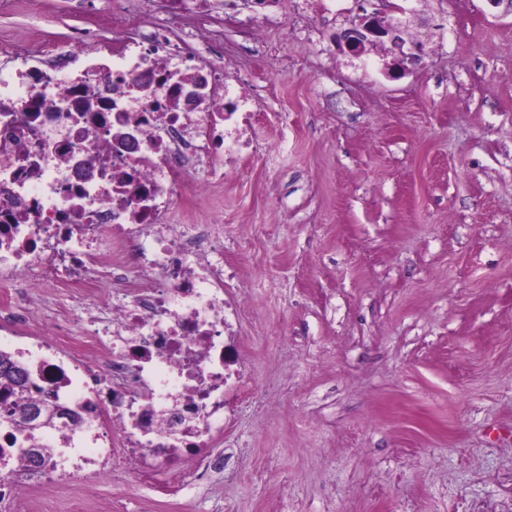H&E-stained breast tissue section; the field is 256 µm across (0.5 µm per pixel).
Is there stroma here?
I'll list each match as a JSON object with an SVG mask.
<instances>
[{"instance_id":"stroma-1","label":"stroma","mask_w":512,"mask_h":512,"mask_svg":"<svg viewBox=\"0 0 512 512\" xmlns=\"http://www.w3.org/2000/svg\"><path fill=\"white\" fill-rule=\"evenodd\" d=\"M293 0L226 27L230 83H258L252 148L182 224H211L245 307L248 388L224 445L235 476L163 496L121 473L97 512H512V5L414 0L421 63L340 51L374 12ZM77 0H14L0 40L110 36ZM39 321H80L112 297L44 288Z\"/></svg>"}]
</instances>
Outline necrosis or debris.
I'll return each instance as SVG.
<instances>
[{"label":"necrosis or debris","instance_id":"4bbe7bcc","mask_svg":"<svg viewBox=\"0 0 512 512\" xmlns=\"http://www.w3.org/2000/svg\"><path fill=\"white\" fill-rule=\"evenodd\" d=\"M248 3L154 0L128 24L115 0L105 40L0 42V280L112 293L103 327L42 328L31 296L0 318L29 372L27 403L80 417L56 420L50 438L20 418L0 424V512H20L36 484L87 490L121 470L165 493L224 465L225 407L246 388L225 343L242 306L224 297L214 226L173 213L178 197L211 190L198 163L220 177L250 146L257 89L227 83L208 51ZM31 448L51 456L33 466Z\"/></svg>","mask_w":512,"mask_h":512}]
</instances>
